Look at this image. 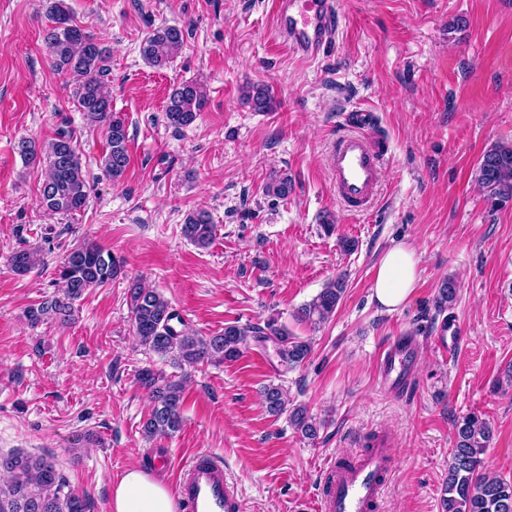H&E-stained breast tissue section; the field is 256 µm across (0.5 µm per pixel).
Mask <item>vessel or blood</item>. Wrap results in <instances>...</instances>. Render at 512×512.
Returning <instances> with one entry per match:
<instances>
[{"label": "vessel or blood", "instance_id": "1", "mask_svg": "<svg viewBox=\"0 0 512 512\" xmlns=\"http://www.w3.org/2000/svg\"><path fill=\"white\" fill-rule=\"evenodd\" d=\"M278 38L303 62L318 58L335 38L339 26L336 0H267ZM366 114H346L348 131L330 151L329 170L337 199L350 211H367L378 190L385 155L383 146L366 137L361 127ZM405 350L387 343L378 353L382 383L395 397L412 383ZM176 467L175 493L182 512H242V500L224 466L207 453L194 454ZM392 467L387 442L361 452L356 459L331 460L324 469L319 512H377L383 486Z\"/></svg>", "mask_w": 512, "mask_h": 512}]
</instances>
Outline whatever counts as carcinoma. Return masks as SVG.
Here are the masks:
<instances>
[{"label": "carcinoma", "mask_w": 512, "mask_h": 512, "mask_svg": "<svg viewBox=\"0 0 512 512\" xmlns=\"http://www.w3.org/2000/svg\"><path fill=\"white\" fill-rule=\"evenodd\" d=\"M54 26L47 29L44 42L54 65L79 77L74 97L86 121L101 126L106 133V150L102 171L117 181L129 163L128 133L124 119L112 111L111 55L103 43L72 23L64 0L51 5ZM184 43V32L176 26L153 29L142 41L143 59L156 69L174 62ZM246 104L257 112L273 108L269 89L261 84L250 85L243 95ZM205 103L202 87L186 81L171 93L165 120L174 128L192 124ZM18 153L28 165L45 164V176L39 188V206L49 212L74 214L87 204L86 182L77 153L76 139L70 129L62 128L41 148L35 142L22 140ZM475 180L488 193V198L512 200V145H496L486 151L476 169ZM292 191L288 174L275 176L265 186L269 196L284 199ZM184 236L199 247L210 244L214 224L208 211L190 213L183 225ZM11 264L18 273L35 266L36 253L26 249L11 255ZM123 261L98 245L72 249L57 269L63 294L29 307L28 321L37 325L47 320L67 323L73 304L88 290L103 287L117 278ZM346 290L341 277L328 281L324 288L298 311V318L312 325L326 322L336 311ZM457 283L449 278L440 286L436 307L443 311L452 305ZM130 317L140 343L159 357L176 363L197 364L203 361H232L238 358L248 339L273 341L284 366L294 368L311 352L309 340L291 335L284 326L271 321L265 327L227 325L214 336H193L176 328L177 314L158 292L138 283L129 287ZM140 382L150 396L152 408L142 425L148 439L170 435L181 426L180 406L183 397L181 382L171 380L150 368L140 373ZM266 410L273 416L289 413L291 425L307 438L318 433L316 421L307 409L298 406L287 411L283 389L269 385L263 390ZM492 429L489 423L472 412L455 422L454 446L448 464V475L442 493L444 512H512V482L482 470V455L490 447ZM0 472L7 481L0 483V512H94L92 500L67 489L65 478L46 458L25 453L0 455Z\"/></svg>", "instance_id": "carcinoma-1"}]
</instances>
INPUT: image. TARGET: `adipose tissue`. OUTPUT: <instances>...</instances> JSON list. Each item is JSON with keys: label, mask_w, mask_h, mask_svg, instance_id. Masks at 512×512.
I'll list each match as a JSON object with an SVG mask.
<instances>
[{"label": "adipose tissue", "mask_w": 512, "mask_h": 512, "mask_svg": "<svg viewBox=\"0 0 512 512\" xmlns=\"http://www.w3.org/2000/svg\"><path fill=\"white\" fill-rule=\"evenodd\" d=\"M417 281V259L405 244L391 247L380 259L373 297L387 310H395L412 295ZM111 512H176L168 488L141 468L125 470L112 485Z\"/></svg>", "instance_id": "ef3b65f1"}]
</instances>
